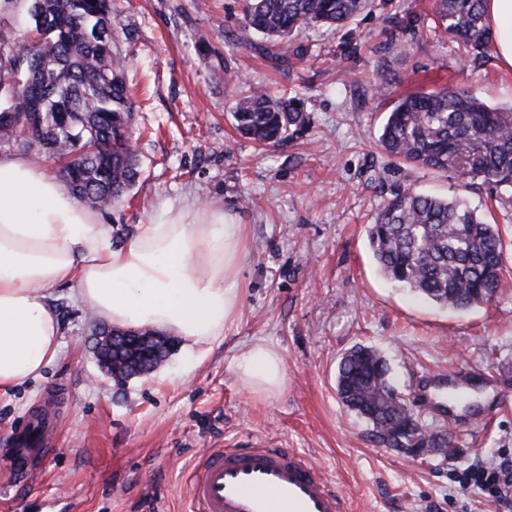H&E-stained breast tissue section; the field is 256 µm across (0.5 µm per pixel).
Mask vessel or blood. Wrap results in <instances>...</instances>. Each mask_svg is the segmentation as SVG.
I'll list each match as a JSON object with an SVG mask.
<instances>
[{"mask_svg": "<svg viewBox=\"0 0 512 512\" xmlns=\"http://www.w3.org/2000/svg\"><path fill=\"white\" fill-rule=\"evenodd\" d=\"M469 392L447 371L416 382L418 407L440 420L451 415L449 397ZM191 512H350L349 498L309 460L261 442L209 451L190 489Z\"/></svg>", "mask_w": 512, "mask_h": 512, "instance_id": "obj_1", "label": "vessel or blood"}]
</instances>
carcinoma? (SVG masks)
Masks as SVG:
<instances>
[{"mask_svg":"<svg viewBox=\"0 0 512 512\" xmlns=\"http://www.w3.org/2000/svg\"><path fill=\"white\" fill-rule=\"evenodd\" d=\"M30 36L0 32V148L64 161L58 176L81 202L118 203L138 176L131 148L132 102L112 53L111 0H28ZM484 0H434L436 28L484 56L494 39ZM376 0H241L244 29L277 44L301 28L342 29ZM236 129L278 146L303 135L310 117L296 97L250 88L232 113ZM389 155L419 168L452 171L466 186L489 185L512 195V107L491 108L451 86L399 98L378 139ZM367 236L380 273L429 301L457 311L494 300L502 277L503 239L459 199L400 188L383 201ZM380 353L357 344L338 363L336 392L344 407L371 426L374 440L398 448L419 434L432 441Z\"/></svg>","mask_w":512,"mask_h":512,"instance_id":"carcinoma-1","label":"carcinoma"}]
</instances>
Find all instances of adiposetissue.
Instances as JSON below:
<instances>
[{"mask_svg":"<svg viewBox=\"0 0 512 512\" xmlns=\"http://www.w3.org/2000/svg\"><path fill=\"white\" fill-rule=\"evenodd\" d=\"M499 63L512 69V0H485ZM245 238L216 206L166 209L120 248L111 225L25 157L0 154V394L38 379L61 352L51 291L117 328H154L189 350L220 342L237 317ZM229 369L260 398L281 393V353L265 342L232 356Z\"/></svg>","mask_w":512,"mask_h":512,"instance_id":"ef3b65f1","label":"adipose tissue"}]
</instances>
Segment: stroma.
Returning a JSON list of instances; mask_svg holds the SVG:
<instances>
[{"label":"stroma","instance_id":"35a3bbf8","mask_svg":"<svg viewBox=\"0 0 512 512\" xmlns=\"http://www.w3.org/2000/svg\"><path fill=\"white\" fill-rule=\"evenodd\" d=\"M432 5L385 0L343 29L302 28L276 44L274 61L265 39L244 31L238 0H112L140 175L100 218L123 246L163 209L222 207L247 229L241 314L211 349L175 346L156 371L119 386L93 352L95 319L69 286L55 287L62 353L40 379L0 395V443L25 432L37 410L53 413L60 431L26 481L0 463V512H186L198 458L255 441L304 454L353 512H505L458 476L475 462L512 458V404L478 420L500 388L512 390V290L464 312L438 306L387 281L367 237L399 188L462 198L500 226L512 281V202L409 166L378 144L394 102L421 89L455 84L512 106V71L491 53L465 63L458 44L435 32ZM231 72L301 98L308 133L276 147L241 137ZM259 340L286 368L284 390L267 400L228 368ZM359 343L385 355L408 395L419 372L471 373L476 405L457 410L449 428L425 419L447 431L449 456L381 447L342 406L337 364Z\"/></svg>","mask_w":512,"mask_h":512}]
</instances>
